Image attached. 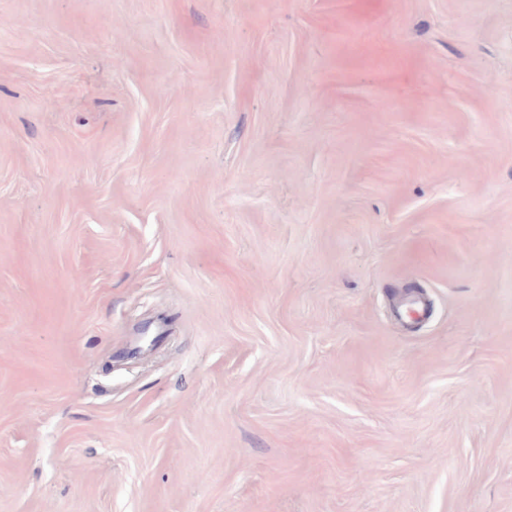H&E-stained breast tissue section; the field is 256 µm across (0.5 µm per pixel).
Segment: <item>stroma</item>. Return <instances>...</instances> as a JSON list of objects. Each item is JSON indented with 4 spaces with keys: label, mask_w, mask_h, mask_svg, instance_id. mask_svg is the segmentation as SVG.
I'll use <instances>...</instances> for the list:
<instances>
[{
    "label": "stroma",
    "mask_w": 512,
    "mask_h": 512,
    "mask_svg": "<svg viewBox=\"0 0 512 512\" xmlns=\"http://www.w3.org/2000/svg\"><path fill=\"white\" fill-rule=\"evenodd\" d=\"M0 512H512V0H0Z\"/></svg>",
    "instance_id": "1"
}]
</instances>
